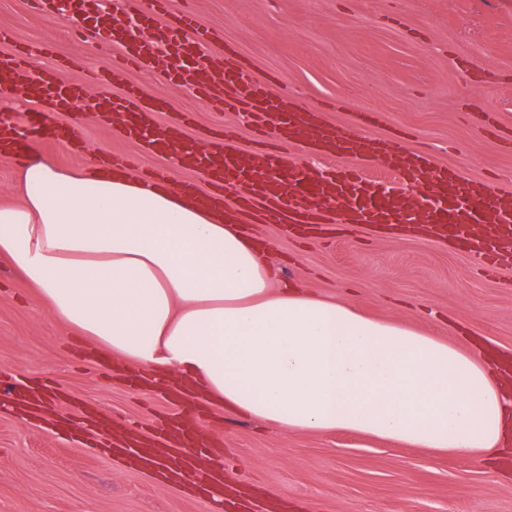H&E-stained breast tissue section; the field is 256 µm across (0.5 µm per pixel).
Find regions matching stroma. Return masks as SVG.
<instances>
[{
  "mask_svg": "<svg viewBox=\"0 0 512 512\" xmlns=\"http://www.w3.org/2000/svg\"><path fill=\"white\" fill-rule=\"evenodd\" d=\"M191 7L214 34L212 53L236 42L252 77H277L306 107L336 103L326 115L331 123L379 112L373 135L416 133L441 164L493 177L512 191V151L464 119L491 112L502 131L512 130V0H192ZM0 27L14 38L0 44V54L17 43H48L53 57L71 58L73 67L60 73L66 81L82 80L109 55L96 37L71 36L64 19L32 13L20 0H0ZM461 58L472 72L458 69ZM126 80L165 102L168 112L191 114L195 127L224 124L240 148L252 147L254 132L242 113L213 111L157 73L132 69ZM74 115L84 118L81 148L51 144L34 120L24 152L40 151L67 170H93L105 156L134 157L142 170L163 164L114 126L86 116L82 101L52 119ZM166 167L173 183L191 178L176 164ZM245 230L270 243L280 279L492 358L512 357V269L489 279L464 248L365 226L304 240L288 238L279 224L251 220ZM88 348L37 306L29 284L0 258V369L65 393L53 415L97 407L118 433L129 423L151 430L171 411L155 389L117 380ZM200 422L221 425L226 465L241 490L267 504L285 502L290 512H512V468L492 473L470 459L352 433L284 434L217 407ZM0 512L211 510L197 496L95 454L74 435L0 411Z\"/></svg>",
  "mask_w": 512,
  "mask_h": 512,
  "instance_id": "stroma-1",
  "label": "stroma"
}]
</instances>
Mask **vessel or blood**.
<instances>
[{
    "label": "vessel or blood",
    "instance_id": "vessel-or-blood-1",
    "mask_svg": "<svg viewBox=\"0 0 512 512\" xmlns=\"http://www.w3.org/2000/svg\"><path fill=\"white\" fill-rule=\"evenodd\" d=\"M24 3L71 20L70 31L78 36L83 30L76 26V19L94 14L97 34L118 42L121 55L107 58L82 81L67 82L57 71L68 67V60H60L54 70L42 67L40 60L48 54V45H29L0 55V79H9L24 98L55 112L66 111L89 87L124 85L122 95L96 99L99 121L108 124L113 116H120L126 137L148 153L162 157L181 152L183 166L202 175L211 187L198 195L200 206L225 207V185L243 180L252 195L241 198L239 207H249L252 198H259L267 222L274 224H322L336 204L343 223L393 224L405 208L421 216L429 236L436 240L459 236L464 224L483 227V234L470 239V250L483 272L491 276L512 266L511 192L437 164L433 154L410 146L403 132L385 138L367 136V129L377 122L376 113H355L345 127L327 123L321 109L301 106L291 96L272 93L267 82L250 80L235 43L225 42L219 66H212L201 55L212 33L192 10L168 14V0H125L120 14L108 9L105 0ZM132 68L164 74L219 110L230 105L227 88L236 87L256 126H272L278 141L307 144L317 154L345 160L346 165L322 176L299 171L278 149L255 153L234 148L232 132L222 126L202 131L207 146L198 149L186 137L188 115L158 122L157 103L139 86L126 83ZM20 125L10 115L0 116V148L11 146L16 156L22 152ZM48 138L72 148L81 141L82 129L75 120L57 123L50 127ZM171 419L159 446L147 447L127 438L117 443V450L135 469L152 471L160 466L165 470L164 481L183 479L200 495H219L222 512H232L234 477L224 465L221 441L210 437L205 444H197L188 435L192 419L179 411Z\"/></svg>",
    "mask_w": 512,
    "mask_h": 512
}]
</instances>
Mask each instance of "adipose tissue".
Returning <instances> with one entry per match:
<instances>
[{
    "mask_svg": "<svg viewBox=\"0 0 512 512\" xmlns=\"http://www.w3.org/2000/svg\"><path fill=\"white\" fill-rule=\"evenodd\" d=\"M0 205V256L48 314L125 368L196 385L283 433L355 432L481 460L506 448L495 359L278 284L263 243L173 184L31 154Z\"/></svg>",
    "mask_w": 512,
    "mask_h": 512,
    "instance_id": "obj_1",
    "label": "adipose tissue"
}]
</instances>
